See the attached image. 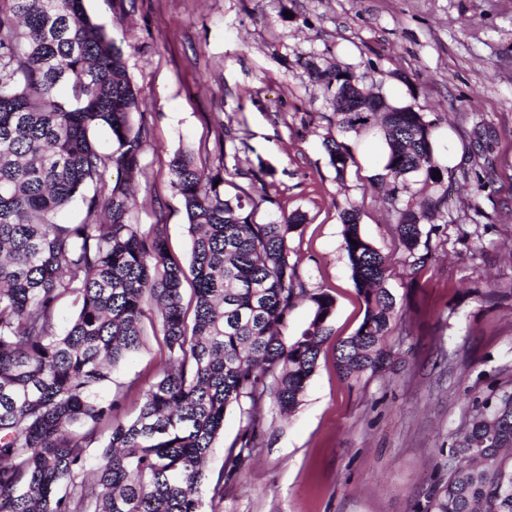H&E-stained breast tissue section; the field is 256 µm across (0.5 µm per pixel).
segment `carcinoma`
Listing matches in <instances>:
<instances>
[{"label":"carcinoma","instance_id":"obj_1","mask_svg":"<svg viewBox=\"0 0 512 512\" xmlns=\"http://www.w3.org/2000/svg\"><path fill=\"white\" fill-rule=\"evenodd\" d=\"M10 2L0 9V512H201L200 487L224 414L240 409L246 426L213 500L246 473L267 380L275 407L290 414L330 336L334 299L300 287L289 260L288 235L304 215L256 224L241 197H225L189 154L178 153L170 176L191 236L184 269L169 254L166 225L143 230L128 221L135 186L106 183L109 164L135 172L142 146L133 120L139 99L121 49L84 0ZM319 77L340 130L382 128L386 201L397 209L401 243L415 253L442 198L397 204L411 177L435 176L433 122L366 92L348 70L324 69ZM102 128L112 138L106 158L92 139ZM328 152L343 177L347 148L336 140ZM78 198L86 205L80 223L51 220ZM340 219L365 316L336 346L337 366L357 382L384 367L397 313L384 286L387 257L361 234L355 207ZM189 274L191 308L183 298ZM66 294L80 307L61 331L55 310ZM299 297L312 303L313 316L285 343L281 328ZM149 302L166 357L136 417L114 424L128 391L117 384L102 399L99 390L140 347ZM101 422L110 424L103 439ZM448 458V478L431 489L424 512H512V387L478 402Z\"/></svg>","mask_w":512,"mask_h":512}]
</instances>
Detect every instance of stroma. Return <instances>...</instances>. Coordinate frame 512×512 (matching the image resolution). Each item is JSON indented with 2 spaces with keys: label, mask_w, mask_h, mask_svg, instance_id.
Wrapping results in <instances>:
<instances>
[{
  "label": "stroma",
  "mask_w": 512,
  "mask_h": 512,
  "mask_svg": "<svg viewBox=\"0 0 512 512\" xmlns=\"http://www.w3.org/2000/svg\"><path fill=\"white\" fill-rule=\"evenodd\" d=\"M124 55L146 129L132 223L167 227L190 262V235L169 163L189 152L226 196L248 194L253 220L300 213L290 234L299 282L334 299L331 336L300 405L283 416L265 396V423L245 476L203 512H417L446 478L448 449L474 402L512 386V0H84ZM352 71L386 101L435 123L440 178L416 196L447 195L424 225L415 264L383 200L386 144L374 127L340 132L311 66ZM351 156L337 177L326 149ZM356 206L362 235L389 262L398 324L384 368L359 382L336 345L365 304L343 249L339 213ZM166 349L155 310L143 341L112 372L134 418ZM246 425L232 409L208 459L217 479Z\"/></svg>",
  "instance_id": "35a3bbf8"
}]
</instances>
